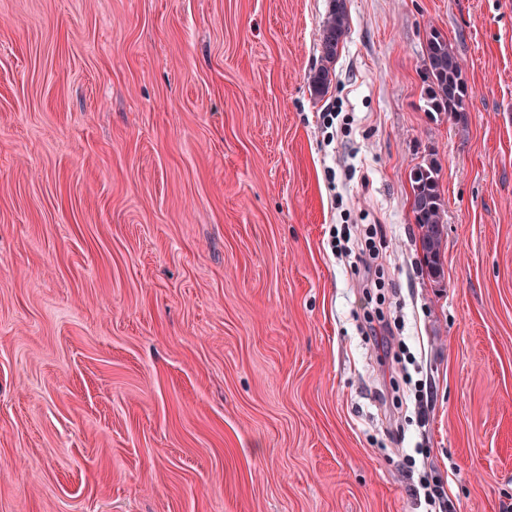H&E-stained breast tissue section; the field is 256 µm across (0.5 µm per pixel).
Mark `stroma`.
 Instances as JSON below:
<instances>
[{
    "label": "stroma",
    "instance_id": "35a3bbf8",
    "mask_svg": "<svg viewBox=\"0 0 512 512\" xmlns=\"http://www.w3.org/2000/svg\"><path fill=\"white\" fill-rule=\"evenodd\" d=\"M346 3L317 99L329 0H0V512H423L413 453L512 512V0ZM434 29L466 120L421 98ZM363 221L402 366L327 244ZM349 27L350 19L345 0H331L328 13L321 25L320 62L309 76L311 95L317 99L323 98L328 93L338 50L348 34ZM436 161L416 166L410 171V206L418 229L421 264L432 279L443 272L445 241V202L439 183Z\"/></svg>",
    "mask_w": 512,
    "mask_h": 512
}]
</instances>
